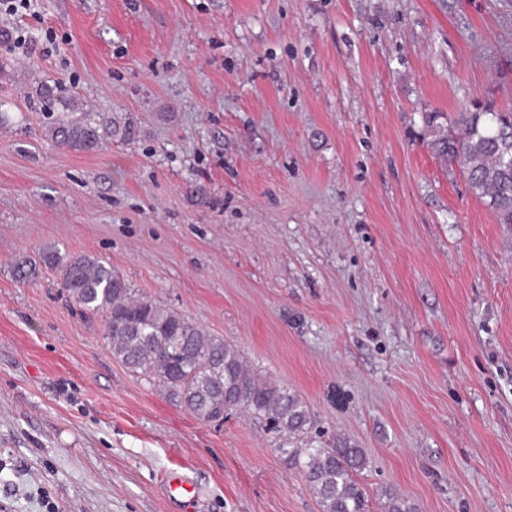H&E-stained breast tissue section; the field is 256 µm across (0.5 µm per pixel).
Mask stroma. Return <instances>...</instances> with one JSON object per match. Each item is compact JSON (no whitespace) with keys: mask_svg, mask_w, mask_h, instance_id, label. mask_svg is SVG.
I'll return each mask as SVG.
<instances>
[{"mask_svg":"<svg viewBox=\"0 0 512 512\" xmlns=\"http://www.w3.org/2000/svg\"><path fill=\"white\" fill-rule=\"evenodd\" d=\"M0 31V512H318L288 452L339 436L371 507L512 512V224L422 119L512 112V0H31ZM41 82L138 139L55 146ZM46 251L234 344L309 432L198 420Z\"/></svg>","mask_w":512,"mask_h":512,"instance_id":"stroma-1","label":"stroma"}]
</instances>
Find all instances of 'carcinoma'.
<instances>
[{"mask_svg": "<svg viewBox=\"0 0 512 512\" xmlns=\"http://www.w3.org/2000/svg\"><path fill=\"white\" fill-rule=\"evenodd\" d=\"M444 115L423 116L432 153L446 164L463 165L472 192L488 199L502 224H512V112L491 104L459 113V137ZM129 114L64 112L44 128L45 137L75 152H95L108 141L130 142L136 136ZM42 261L60 270V288L85 312L105 314L103 336L112 353L132 372L185 399L203 422H216L230 409L246 411L257 423L277 432L297 434L309 413L295 394L262 381L239 350L209 334L182 314L150 298L134 299L118 270L89 256L61 263L55 252ZM291 461L302 470L320 512H370L368 496L356 479L367 465L362 449L340 441L334 448H293ZM383 512H418L416 505L384 491Z\"/></svg>", "mask_w": 512, "mask_h": 512, "instance_id": "carcinoma-1", "label": "carcinoma"}]
</instances>
